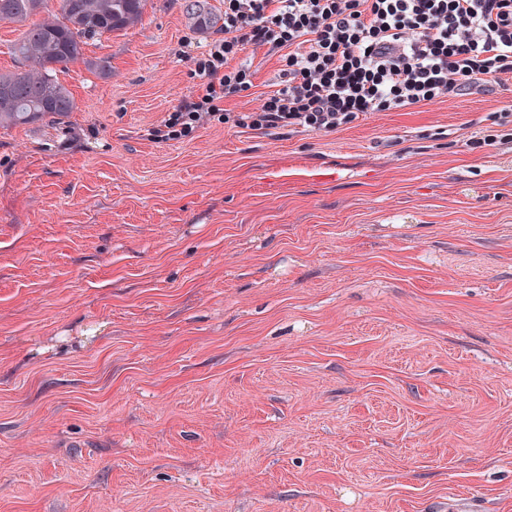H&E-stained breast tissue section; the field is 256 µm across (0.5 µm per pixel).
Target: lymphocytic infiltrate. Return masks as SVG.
<instances>
[{"instance_id":"obj_1","label":"lymphocytic infiltrate","mask_w":512,"mask_h":512,"mask_svg":"<svg viewBox=\"0 0 512 512\" xmlns=\"http://www.w3.org/2000/svg\"><path fill=\"white\" fill-rule=\"evenodd\" d=\"M223 37L194 59L201 82L148 136H190L253 86L237 57L264 48L279 89L235 123L334 132L370 112L465 95L512 77V0H224Z\"/></svg>"}]
</instances>
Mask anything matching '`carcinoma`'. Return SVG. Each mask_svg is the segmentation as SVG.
Returning a JSON list of instances; mask_svg holds the SVG:
<instances>
[{"mask_svg": "<svg viewBox=\"0 0 512 512\" xmlns=\"http://www.w3.org/2000/svg\"><path fill=\"white\" fill-rule=\"evenodd\" d=\"M60 12L33 22L45 12L48 0H0V21L21 28L12 53L31 64L24 71L0 72V88L11 91L0 99V127L60 120L76 108L70 90L58 73L83 56L86 40L127 30L141 20L146 0H59ZM184 11L196 30L223 27V13L211 0H185Z\"/></svg>", "mask_w": 512, "mask_h": 512, "instance_id": "carcinoma-1", "label": "carcinoma"}]
</instances>
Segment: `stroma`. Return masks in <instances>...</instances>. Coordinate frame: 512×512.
Here are the masks:
<instances>
[{
  "label": "stroma",
  "instance_id": "stroma-1",
  "mask_svg": "<svg viewBox=\"0 0 512 512\" xmlns=\"http://www.w3.org/2000/svg\"><path fill=\"white\" fill-rule=\"evenodd\" d=\"M209 39L147 0L0 127V512H512V83L148 139Z\"/></svg>",
  "mask_w": 512,
  "mask_h": 512
}]
</instances>
